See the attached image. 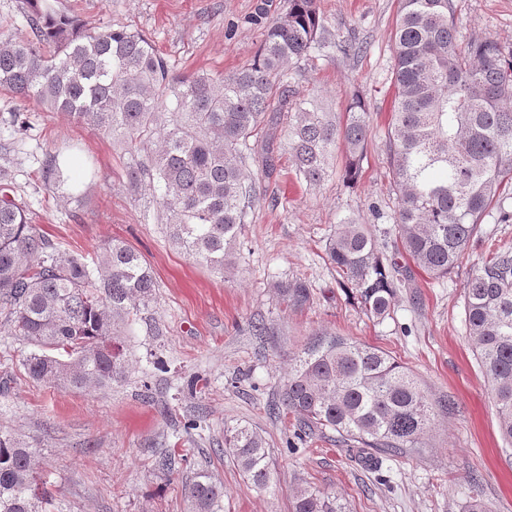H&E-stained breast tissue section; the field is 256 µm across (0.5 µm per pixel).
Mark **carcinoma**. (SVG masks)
Returning a JSON list of instances; mask_svg holds the SVG:
<instances>
[{"label":"carcinoma","instance_id":"cac0c4a2","mask_svg":"<svg viewBox=\"0 0 512 512\" xmlns=\"http://www.w3.org/2000/svg\"><path fill=\"white\" fill-rule=\"evenodd\" d=\"M450 10V0H400L387 142L395 241L437 279L458 266L498 190L512 182V50L488 37L458 49ZM22 14L28 34L0 41V88L150 152L151 165L129 167L130 186L156 185L171 242L218 274L235 263L254 199L248 161H261L262 176L274 174L280 126L297 180L316 186L329 177L338 143L344 177L356 178L370 126L365 102L355 99L334 119L288 99V65L327 44L316 0H289L273 20L258 9V58L225 77L177 78L145 35L80 29L51 0H22ZM325 251L361 310L390 314L411 271L384 257L364 225H336ZM277 288L288 307L312 298L299 278ZM154 291L150 268L124 242L112 241L91 266L40 234L0 184V322L32 347L24 363L31 378L76 390L121 381L128 363L118 328L148 310ZM464 296L468 336L502 439L512 444V251L476 266ZM280 405L301 434L332 430L370 466L419 447L438 412L451 408L429 398L387 352L338 335L295 358ZM224 454L255 488L269 486V454L257 429L225 428ZM35 455L23 437L0 432V512H46L52 504ZM185 491L192 512H223L224 485L208 470L197 471ZM290 509L349 512L344 497L308 483Z\"/></svg>","mask_w":512,"mask_h":512}]
</instances>
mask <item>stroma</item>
<instances>
[{
  "mask_svg": "<svg viewBox=\"0 0 512 512\" xmlns=\"http://www.w3.org/2000/svg\"><path fill=\"white\" fill-rule=\"evenodd\" d=\"M459 43L490 37L512 50V0H450ZM331 32L355 53L328 46L291 63L296 99L343 114L352 93L370 112L371 135L355 183L333 174L317 187L296 180L287 139L276 171L256 183L237 251L240 263L214 274L171 245L157 197L130 189L126 171L144 160L112 136L0 90V182L9 183L57 247L92 259L120 240L150 268L155 298L147 320L120 330L128 376L112 387L78 391L30 379L31 348L0 329V431L37 441L38 468L54 493L52 512H190L185 486L210 471L224 484V512H289L295 488L310 483L344 496L351 512H464L474 498L489 512H512V447L499 434L491 390L465 322L463 284L496 248L512 250V190L489 216L447 278L416 271L398 289L389 317L367 316L350 301L325 243L341 220L366 225L379 249L410 265L391 235L396 195L386 150L394 104V30L399 0H317ZM278 17L288 0H57V9L91 26L144 34L177 76L229 75L249 64L261 41L258 7ZM29 128L15 132V113ZM304 278L309 305L290 309L276 285ZM267 326L256 333L253 322ZM348 336L389 352L432 398L453 402L420 448L384 457L378 467L352 458L330 431L295 440L296 422L275 410L292 359L315 334ZM196 390H188L190 380ZM197 416L196 429L183 428ZM249 423L270 454L268 489L245 482L225 456V427ZM175 454L159 471L161 451Z\"/></svg>",
  "mask_w": 512,
  "mask_h": 512,
  "instance_id": "stroma-1",
  "label": "stroma"
}]
</instances>
